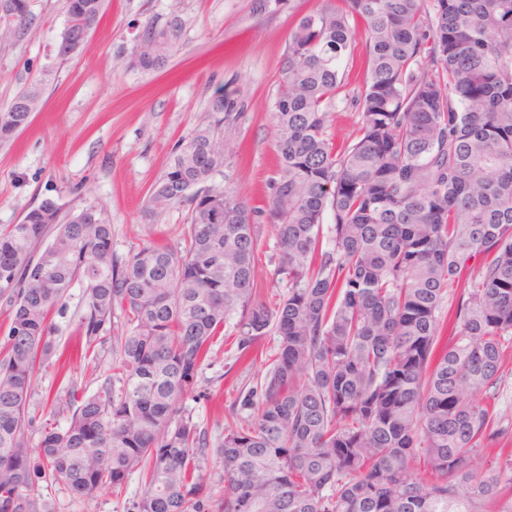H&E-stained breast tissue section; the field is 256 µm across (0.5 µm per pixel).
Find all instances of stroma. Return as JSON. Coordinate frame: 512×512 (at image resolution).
Masks as SVG:
<instances>
[{"instance_id": "stroma-1", "label": "stroma", "mask_w": 512, "mask_h": 512, "mask_svg": "<svg viewBox=\"0 0 512 512\" xmlns=\"http://www.w3.org/2000/svg\"><path fill=\"white\" fill-rule=\"evenodd\" d=\"M313 5L314 0H105L79 52L47 77L43 69L66 23V0H29V30L0 42V112L38 80L41 103L25 130L0 141V226L19 223L52 198L66 213L101 207L118 257L143 242L176 245L184 210L171 208L149 220L143 210L177 142L208 121L220 87L234 94L241 116L229 137V164L213 181L233 188L250 206L264 208L277 172L270 109L281 63L295 21ZM173 14L185 21L180 51L161 70L133 68L131 54L145 23L161 25ZM256 222L257 288L273 307L287 287L275 274V236L264 215L259 213ZM84 293L83 284H73L51 315V335L64 355L32 385L30 443H37L43 423L66 425L65 414L55 412L54 405L67 388L89 395L112 373L111 349L99 350L93 370L85 368L78 352ZM274 347L273 337H264L253 364L246 365L237 359L232 325L219 329L184 402L210 444L223 438L240 387L265 374ZM34 490L54 512H131L142 485L133 472L121 486L92 500L73 498L62 484L40 478Z\"/></svg>"}]
</instances>
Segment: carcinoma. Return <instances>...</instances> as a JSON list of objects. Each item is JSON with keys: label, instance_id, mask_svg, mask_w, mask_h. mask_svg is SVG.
<instances>
[{"label": "carcinoma", "instance_id": "1", "mask_svg": "<svg viewBox=\"0 0 512 512\" xmlns=\"http://www.w3.org/2000/svg\"><path fill=\"white\" fill-rule=\"evenodd\" d=\"M0 16L29 28L27 0ZM105 0H67L56 59L76 54ZM182 19L146 25L133 64L164 67ZM363 33L366 77L356 138L340 147L329 107ZM42 82L0 113V141L29 123ZM214 120L177 145L146 213L187 209L174 247L112 252V225L88 205L61 216L44 199L0 227V297L11 303L0 359V512H52L33 477L92 499L142 474L132 512H209L201 459L224 469L222 512H482L512 489V448L491 407L512 344V0H317L290 34L271 106L278 177V306L257 296L254 211L211 183L239 119L229 92ZM330 223L325 228L323 224ZM484 262L449 319L441 310L469 260ZM86 285L85 359L112 343L116 362L90 395L66 391L67 424L32 445L26 409L57 357L49 314ZM237 359L275 336L235 424L209 440L182 406L219 327ZM430 474L425 478L421 472Z\"/></svg>", "mask_w": 512, "mask_h": 512}]
</instances>
